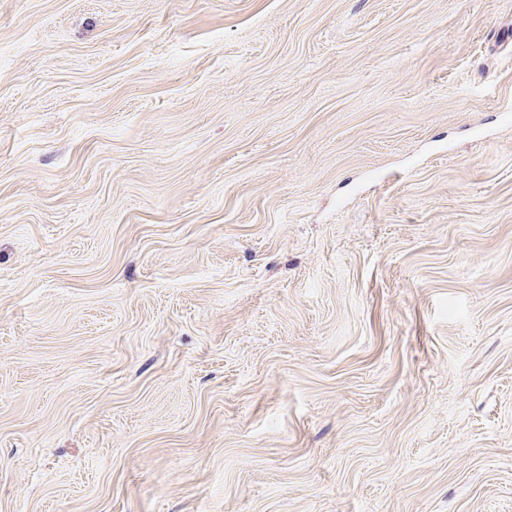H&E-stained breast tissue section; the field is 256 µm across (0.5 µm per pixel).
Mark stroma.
<instances>
[{
    "instance_id": "35a3bbf8",
    "label": "stroma",
    "mask_w": 512,
    "mask_h": 512,
    "mask_svg": "<svg viewBox=\"0 0 512 512\" xmlns=\"http://www.w3.org/2000/svg\"><path fill=\"white\" fill-rule=\"evenodd\" d=\"M512 0H0V512H512Z\"/></svg>"
}]
</instances>
